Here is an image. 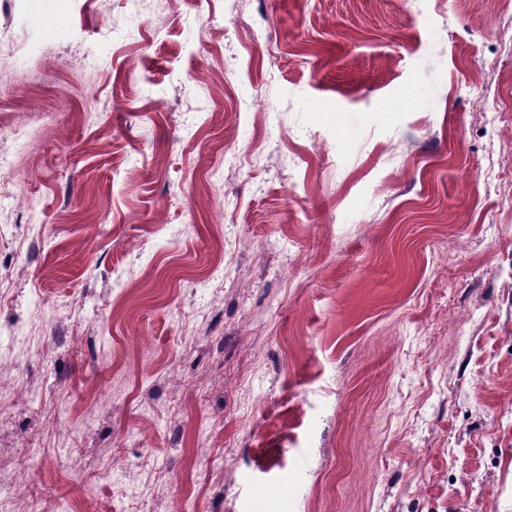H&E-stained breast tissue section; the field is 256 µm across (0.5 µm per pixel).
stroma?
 Listing matches in <instances>:
<instances>
[{
  "mask_svg": "<svg viewBox=\"0 0 512 512\" xmlns=\"http://www.w3.org/2000/svg\"><path fill=\"white\" fill-rule=\"evenodd\" d=\"M0 56L6 512H512V0H0Z\"/></svg>",
  "mask_w": 512,
  "mask_h": 512,
  "instance_id": "35a3bbf8",
  "label": "stroma"
}]
</instances>
